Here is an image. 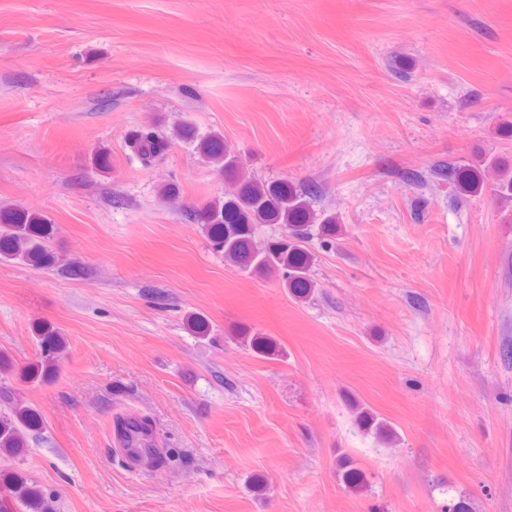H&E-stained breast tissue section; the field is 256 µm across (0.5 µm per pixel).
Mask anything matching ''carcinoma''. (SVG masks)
<instances>
[{"label": "carcinoma", "mask_w": 512, "mask_h": 512, "mask_svg": "<svg viewBox=\"0 0 512 512\" xmlns=\"http://www.w3.org/2000/svg\"><path fill=\"white\" fill-rule=\"evenodd\" d=\"M180 135L196 144V149L209 160L219 164L223 171L234 172L238 168V157L215 134L199 135L194 127L185 125ZM131 155L142 166L148 167L165 150L166 141L153 131H140L129 141ZM440 175H450L460 192L475 193L481 188L476 172L462 165L442 166ZM194 219L201 224L208 238L218 251L224 254V261L242 270L259 275H278L283 287L290 294L304 298L314 288L309 278L312 263L306 242L317 230L331 234L336 228L335 217L318 216L311 208L306 194L298 191L288 181L263 184L247 179L239 183L235 191L215 200L194 213ZM321 224H316V221ZM262 224H279L284 232L258 250L255 245L256 230ZM51 226L34 215L9 213L0 220V258L19 259L35 267L49 266L56 262L47 242ZM249 347L260 355L272 351L269 339L255 332L248 333ZM44 371L54 370L57 354L61 350L60 337L54 334L40 338ZM0 452L16 456L26 444L29 433L41 430V418L31 407L24 406L6 386L0 385ZM356 421L363 428H373L376 433L389 436L390 428L384 421L365 407L356 412ZM114 434L118 437L126 457L134 464L154 463L161 454L157 448L155 432L146 417L125 415L114 420ZM345 485L359 491L365 486L364 472L346 461L341 465ZM8 497L0 498V512H53L54 496L47 494L18 472L12 473L7 481Z\"/></svg>", "instance_id": "obj_1"}]
</instances>
